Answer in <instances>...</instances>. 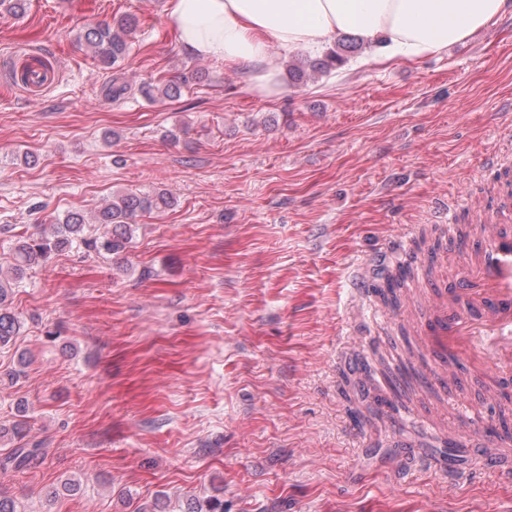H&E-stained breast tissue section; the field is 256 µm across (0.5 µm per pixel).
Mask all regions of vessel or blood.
<instances>
[{
    "instance_id": "obj_1",
    "label": "vessel or blood",
    "mask_w": 512,
    "mask_h": 512,
    "mask_svg": "<svg viewBox=\"0 0 512 512\" xmlns=\"http://www.w3.org/2000/svg\"><path fill=\"white\" fill-rule=\"evenodd\" d=\"M481 180L483 193L471 197L467 208L450 205L436 218L447 226L452 239L448 255L429 256L392 242L394 267L406 274L401 298L408 306L400 316L414 350L422 354L426 383L444 393L461 360H469L480 374L489 377L487 396L512 391V165L504 155L486 157ZM354 318L368 325L363 335L374 342L375 327H387L391 318L379 306V291L358 289L352 300ZM456 434L475 439L486 466L499 478L512 480V466L504 463L512 454V436L481 439V410L464 407ZM389 429L424 428L439 437L448 433L447 412L435 408L424 421L412 411L386 410Z\"/></svg>"
}]
</instances>
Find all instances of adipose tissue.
<instances>
[{"instance_id": "1", "label": "adipose tissue", "mask_w": 512, "mask_h": 512, "mask_svg": "<svg viewBox=\"0 0 512 512\" xmlns=\"http://www.w3.org/2000/svg\"><path fill=\"white\" fill-rule=\"evenodd\" d=\"M506 0H170L169 20L192 55L249 71L273 96L282 69L272 47L316 53L338 35L359 37L374 60L429 56L499 16Z\"/></svg>"}]
</instances>
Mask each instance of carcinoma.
<instances>
[{"instance_id": "1", "label": "carcinoma", "mask_w": 512, "mask_h": 512, "mask_svg": "<svg viewBox=\"0 0 512 512\" xmlns=\"http://www.w3.org/2000/svg\"><path fill=\"white\" fill-rule=\"evenodd\" d=\"M133 20L122 16L113 20V23L86 24L80 30L78 38L84 40L90 47L99 67L106 71L114 67L125 58L128 46V37L133 32ZM343 56L330 51L324 59L309 63L313 73H329L342 66ZM6 78L15 83L17 81L26 86L40 87L49 80L48 70L29 76L24 69L19 73L8 70ZM138 91L148 102L160 98L172 99L181 92V78L176 76L163 85L143 84ZM172 206V200L165 192L136 193L118 192L102 207L94 220L90 221L79 210L67 213L63 219L52 224V237H32L25 233L16 235L12 247L14 263L11 276L6 278L0 272V349L14 345L18 336L24 333L25 321L21 314L12 307L13 290L25 278L27 271L43 263L48 254L61 247L83 245L99 253L118 254L124 251L130 243L134 218L142 213L160 211ZM98 224L103 231L97 235L88 234L90 224ZM19 420L4 431V435H12L18 439L19 444L11 449V453L0 460V468L21 469L37 455L41 454V447L31 445L24 441L26 416L25 410H18Z\"/></svg>"}]
</instances>
